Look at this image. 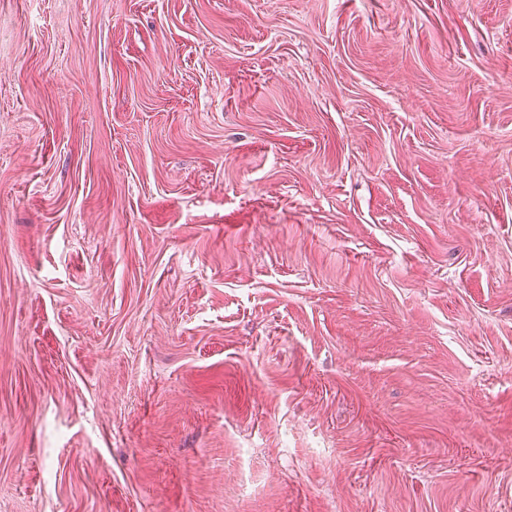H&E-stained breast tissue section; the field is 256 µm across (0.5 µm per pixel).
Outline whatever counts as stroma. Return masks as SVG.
Returning a JSON list of instances; mask_svg holds the SVG:
<instances>
[{
    "label": "stroma",
    "mask_w": 512,
    "mask_h": 512,
    "mask_svg": "<svg viewBox=\"0 0 512 512\" xmlns=\"http://www.w3.org/2000/svg\"><path fill=\"white\" fill-rule=\"evenodd\" d=\"M0 512H512V0H0Z\"/></svg>",
    "instance_id": "35a3bbf8"
}]
</instances>
